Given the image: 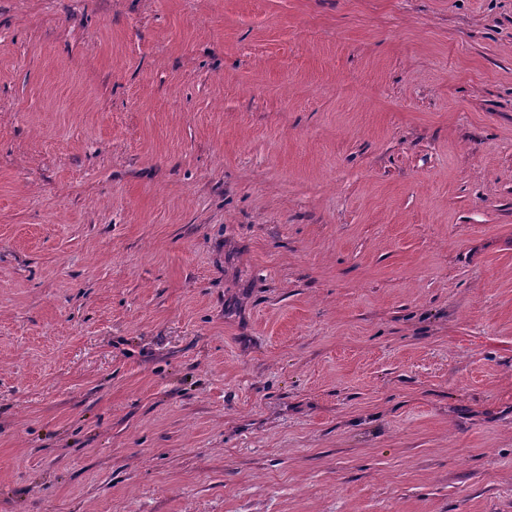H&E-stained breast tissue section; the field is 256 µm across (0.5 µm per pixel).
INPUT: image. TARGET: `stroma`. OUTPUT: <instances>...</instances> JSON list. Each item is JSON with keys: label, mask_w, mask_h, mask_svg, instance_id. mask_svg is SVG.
Returning <instances> with one entry per match:
<instances>
[{"label": "stroma", "mask_w": 512, "mask_h": 512, "mask_svg": "<svg viewBox=\"0 0 512 512\" xmlns=\"http://www.w3.org/2000/svg\"><path fill=\"white\" fill-rule=\"evenodd\" d=\"M0 512H512V0H0Z\"/></svg>", "instance_id": "35a3bbf8"}]
</instances>
